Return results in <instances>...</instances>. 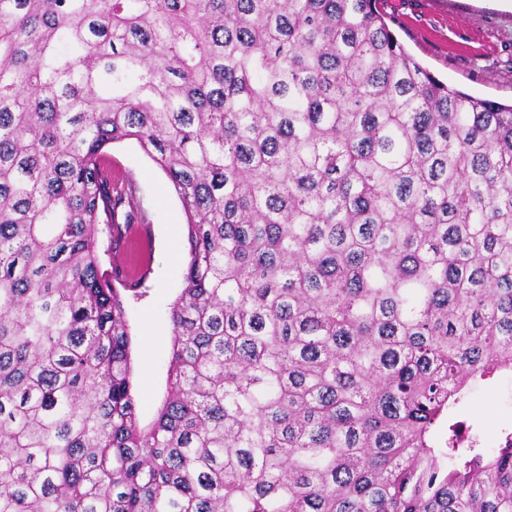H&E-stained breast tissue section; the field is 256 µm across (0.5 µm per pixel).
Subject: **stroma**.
Instances as JSON below:
<instances>
[{
	"instance_id": "35a3bbf8",
	"label": "stroma",
	"mask_w": 512,
	"mask_h": 512,
	"mask_svg": "<svg viewBox=\"0 0 512 512\" xmlns=\"http://www.w3.org/2000/svg\"><path fill=\"white\" fill-rule=\"evenodd\" d=\"M386 11L399 41L427 70L474 95L512 101V7L504 0H387ZM104 153L117 188L134 202V224L151 229L133 234L121 255L129 269L148 272L143 287L125 295L134 391L146 424L166 394L167 317L188 261L186 216L168 177L136 140ZM460 417L483 448H496L501 428L512 427V376L475 385Z\"/></svg>"
}]
</instances>
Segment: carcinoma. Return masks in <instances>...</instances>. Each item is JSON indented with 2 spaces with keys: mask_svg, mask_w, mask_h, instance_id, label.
I'll list each match as a JSON object with an SVG mask.
<instances>
[{
  "mask_svg": "<svg viewBox=\"0 0 512 512\" xmlns=\"http://www.w3.org/2000/svg\"><path fill=\"white\" fill-rule=\"evenodd\" d=\"M187 221L143 425L104 148ZM512 104L384 0H0V512H512ZM460 419L473 425L482 447L497 448L501 428H512V376L496 380L492 385L477 384L460 409Z\"/></svg>",
  "mask_w": 512,
  "mask_h": 512,
  "instance_id": "carcinoma-1",
  "label": "carcinoma"
}]
</instances>
